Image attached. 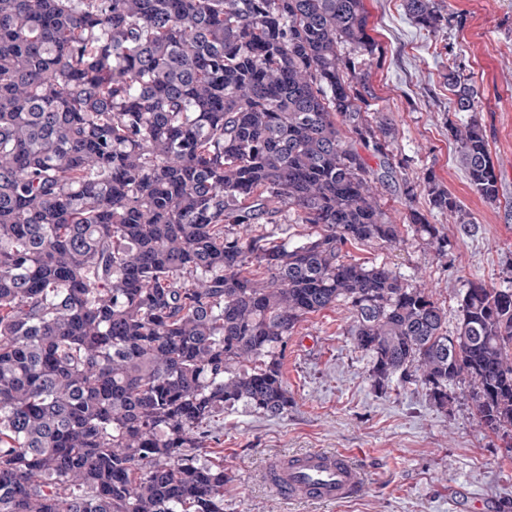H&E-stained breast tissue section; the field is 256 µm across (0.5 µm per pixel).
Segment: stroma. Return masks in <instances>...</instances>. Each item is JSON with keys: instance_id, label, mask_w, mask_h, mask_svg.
<instances>
[{"instance_id": "stroma-1", "label": "stroma", "mask_w": 512, "mask_h": 512, "mask_svg": "<svg viewBox=\"0 0 512 512\" xmlns=\"http://www.w3.org/2000/svg\"><path fill=\"white\" fill-rule=\"evenodd\" d=\"M452 21L428 32L408 19L403 0H364L375 51L361 67L375 107L396 129L390 156L399 178L435 180L469 214L470 227L430 212L425 193L407 207L394 186L379 201L401 230L396 244L352 242L345 261L384 264L425 289L459 322L470 283L512 288V0H445ZM456 62L478 91L472 112L454 111L442 75ZM478 122L499 174L500 197L487 203L468 184L448 127ZM427 213L441 242L416 233L410 209ZM344 303L308 315L292 329L282 359L292 404L267 417L238 405L213 424L208 457L224 464V512H512V453L477 423L467 382L454 385L450 410L425 387L371 377L372 359L355 349ZM308 448L359 449L368 476L358 497L288 503L262 482L271 460Z\"/></svg>"}]
</instances>
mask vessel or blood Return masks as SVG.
Here are the masks:
<instances>
[{
    "mask_svg": "<svg viewBox=\"0 0 512 512\" xmlns=\"http://www.w3.org/2000/svg\"><path fill=\"white\" fill-rule=\"evenodd\" d=\"M271 490L291 500L336 503L356 496L365 474L353 452L333 448L286 455L271 462L265 472Z\"/></svg>",
    "mask_w": 512,
    "mask_h": 512,
    "instance_id": "b4317fda",
    "label": "vessel or blood"
}]
</instances>
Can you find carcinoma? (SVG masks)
Wrapping results in <instances>:
<instances>
[{"instance_id":"1","label":"carcinoma","mask_w":512,"mask_h":512,"mask_svg":"<svg viewBox=\"0 0 512 512\" xmlns=\"http://www.w3.org/2000/svg\"><path fill=\"white\" fill-rule=\"evenodd\" d=\"M367 27L363 0H0V512H224L212 421L286 413L288 335L339 302L376 385L446 409L466 381L480 427L512 437V290L470 284L450 335L424 289L342 260L400 236L359 151L390 169L394 128L339 50L373 55ZM444 84L475 111L456 65ZM452 133L497 201L483 129ZM288 208L315 229L297 246Z\"/></svg>"}]
</instances>
